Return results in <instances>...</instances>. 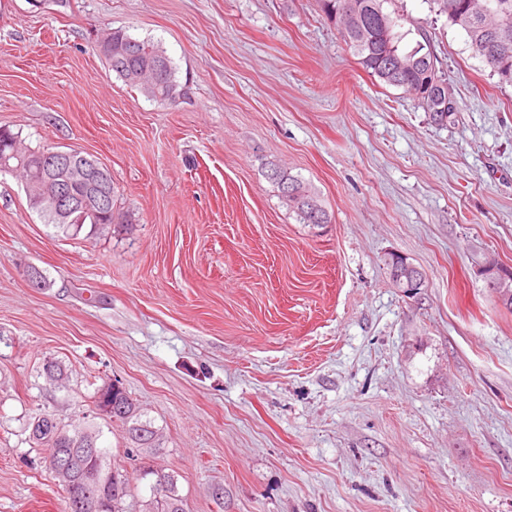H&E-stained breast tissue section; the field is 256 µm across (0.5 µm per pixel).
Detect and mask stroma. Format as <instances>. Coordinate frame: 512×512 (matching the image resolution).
<instances>
[{"label": "stroma", "mask_w": 512, "mask_h": 512, "mask_svg": "<svg viewBox=\"0 0 512 512\" xmlns=\"http://www.w3.org/2000/svg\"><path fill=\"white\" fill-rule=\"evenodd\" d=\"M391 9L454 123L371 76L316 0H0V127L96 159L116 216L68 238L0 172V512H65L27 424L90 415L113 380L165 442L106 424L100 446L175 475L187 512H512V311L478 273L512 267V83L429 0ZM118 27L163 45L176 105L108 68ZM270 161L329 224L297 223ZM268 165V178L273 182L279 191V196L281 199V202L289 212H292L295 214L296 221L300 224H308L309 226H320L323 224L330 223V218L327 210L323 207L319 197L317 194L312 190V187L309 183L305 182L299 176L292 175L290 172H288L287 168L281 167L277 163L270 161L267 163ZM279 171V180L273 179L270 176V172ZM280 179H285L289 185L293 186V189L297 190V192L300 194V199L305 200L309 199L311 200L319 209V213L322 216V222L316 223L311 220L309 216L306 215V211L304 210V207L307 206L304 202L298 201L296 203H292V200H288V196L293 198L296 196V192L293 190H288V184H285V188L283 190L284 197L288 200V202L284 199L282 196V190L280 186ZM301 204V205H299ZM392 264L393 281L402 294L418 297L425 288V280L417 267L408 261L407 257L392 254L388 259Z\"/></svg>", "instance_id": "stroma-1"}]
</instances>
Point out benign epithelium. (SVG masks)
I'll list each match as a JSON object with an SVG mask.
<instances>
[{
    "label": "benign epithelium",
    "mask_w": 512,
    "mask_h": 512,
    "mask_svg": "<svg viewBox=\"0 0 512 512\" xmlns=\"http://www.w3.org/2000/svg\"><path fill=\"white\" fill-rule=\"evenodd\" d=\"M440 112L456 110L455 96L450 86L437 83ZM25 167L28 179L25 190L30 205L49 210L59 224L71 223L72 216L80 210L105 208L109 196L101 187L105 176L103 168L80 151H45L37 154L16 142L6 133L0 134V171H15ZM393 281L400 292L418 297L425 287V280L417 267L407 257L392 254ZM480 272L494 275L492 285L498 288L512 286V272L496 262H486ZM53 472L72 471L74 477L69 484L70 495L77 501L82 512H101L112 505L106 497L95 495L92 490L112 483V472L98 467L76 468L71 460L55 454L46 460Z\"/></svg>",
    "instance_id": "1"
}]
</instances>
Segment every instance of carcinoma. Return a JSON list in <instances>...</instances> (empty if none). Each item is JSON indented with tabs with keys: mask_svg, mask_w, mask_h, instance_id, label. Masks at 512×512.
<instances>
[{
	"mask_svg": "<svg viewBox=\"0 0 512 512\" xmlns=\"http://www.w3.org/2000/svg\"><path fill=\"white\" fill-rule=\"evenodd\" d=\"M437 12L446 16L448 23L463 29L473 53L479 56L492 72L503 80L512 82V0H430ZM392 0H319L325 18L336 24L345 43L359 58V63L381 82L401 87L414 94L418 105L428 114L434 115L437 106L434 98L426 93L425 83L442 78V72L433 70L431 64H439L430 51L418 46L410 51L400 49L401 36L396 31L397 19L386 5ZM386 21V30L375 27L376 19ZM112 42V56L106 58L109 68L117 76L136 87L151 100L157 102L168 95L180 97L176 68L166 52L150 38L139 39L124 28L108 30ZM402 66H394L395 60ZM278 171L279 178L273 180L280 185L284 179L300 194V199L311 200L322 216V223H330L327 210L309 183L277 163L268 162V171ZM130 396L123 387L112 389V407L125 408L123 413L103 415L122 430V439L127 448H141V440L153 436L162 439L161 428L147 417L136 403H128ZM60 420L55 414L45 411L29 423L32 443L45 449L46 453H59L80 458L79 448H94L101 436L100 428L86 422L63 424L66 436L56 434ZM104 468H112V512H175L174 504H184L177 483L170 484L168 493L159 497L149 495L138 500L133 497L127 474L111 466L110 449H104Z\"/></svg>",
	"mask_w": 512,
	"mask_h": 512,
	"instance_id": "obj_1",
	"label": "carcinoma"
}]
</instances>
